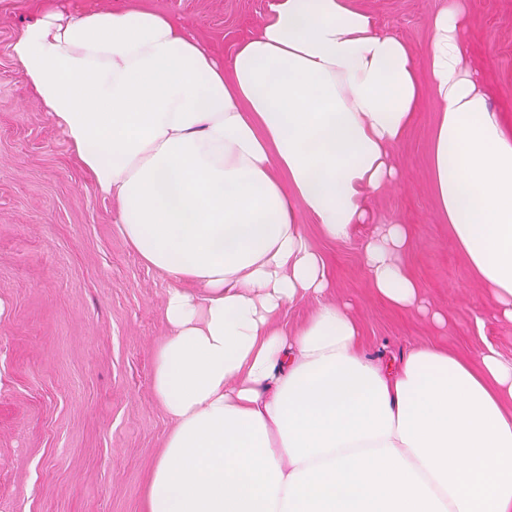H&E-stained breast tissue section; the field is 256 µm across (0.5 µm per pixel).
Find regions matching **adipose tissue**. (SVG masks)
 <instances>
[{
	"mask_svg": "<svg viewBox=\"0 0 512 512\" xmlns=\"http://www.w3.org/2000/svg\"><path fill=\"white\" fill-rule=\"evenodd\" d=\"M469 16L436 13L424 61L357 0H272L220 59L188 21L45 5L14 62L120 232L167 278L152 387L173 423L144 512H512V363L432 345L385 368L324 301L333 241L376 225L374 288L415 308L409 244L373 201L427 105L430 192L481 288L512 321V120L470 65ZM318 298L296 332L282 308Z\"/></svg>",
	"mask_w": 512,
	"mask_h": 512,
	"instance_id": "adipose-tissue-1",
	"label": "adipose tissue"
}]
</instances>
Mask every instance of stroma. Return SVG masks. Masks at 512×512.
I'll return each mask as SVG.
<instances>
[{
    "label": "stroma",
    "instance_id": "35a3bbf8",
    "mask_svg": "<svg viewBox=\"0 0 512 512\" xmlns=\"http://www.w3.org/2000/svg\"><path fill=\"white\" fill-rule=\"evenodd\" d=\"M416 52L445 0H358ZM192 22L226 58L265 18L271 0H151ZM468 39L494 109L512 115V0H463ZM39 0H0V512H142L171 422L152 389L153 358L169 334L168 283L127 246L112 204L97 195L36 94L11 45L39 19ZM423 108L394 149L402 177L376 202L406 224L401 261L422 312L391 305L372 287L364 247L373 227L331 242L303 230L323 255L330 301L349 305L364 354L393 364L434 343L473 356L484 343L512 361L501 320L439 223L427 181Z\"/></svg>",
    "mask_w": 512,
    "mask_h": 512
}]
</instances>
